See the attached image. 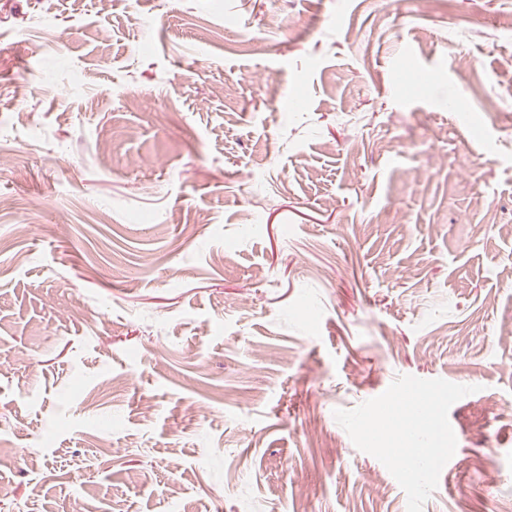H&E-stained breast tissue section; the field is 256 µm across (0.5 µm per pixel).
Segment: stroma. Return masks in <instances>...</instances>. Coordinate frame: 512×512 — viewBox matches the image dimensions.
<instances>
[{
  "label": "stroma",
  "instance_id": "1",
  "mask_svg": "<svg viewBox=\"0 0 512 512\" xmlns=\"http://www.w3.org/2000/svg\"><path fill=\"white\" fill-rule=\"evenodd\" d=\"M0 481L512 512V0H0Z\"/></svg>",
  "mask_w": 512,
  "mask_h": 512
}]
</instances>
